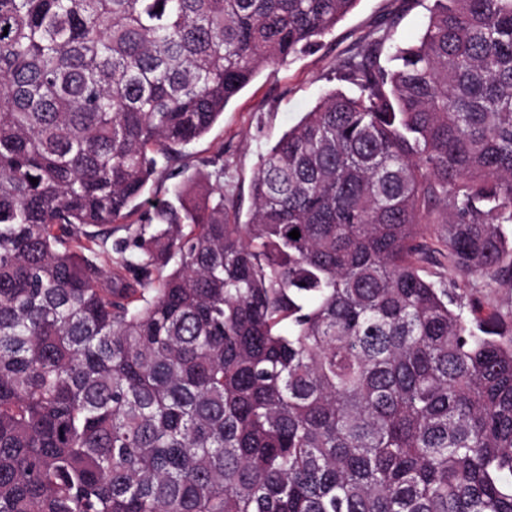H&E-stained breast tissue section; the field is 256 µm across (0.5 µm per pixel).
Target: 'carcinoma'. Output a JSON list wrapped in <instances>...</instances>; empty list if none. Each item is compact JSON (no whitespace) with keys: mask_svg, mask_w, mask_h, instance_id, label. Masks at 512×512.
<instances>
[{"mask_svg":"<svg viewBox=\"0 0 512 512\" xmlns=\"http://www.w3.org/2000/svg\"><path fill=\"white\" fill-rule=\"evenodd\" d=\"M356 3L0 0V512H512V329L422 275L431 232L512 280V0L384 31L246 221L220 168L112 265L147 184Z\"/></svg>","mask_w":512,"mask_h":512,"instance_id":"cac0c4a2","label":"carcinoma"}]
</instances>
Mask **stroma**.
Returning a JSON list of instances; mask_svg holds the SVG:
<instances>
[{
  "instance_id": "obj_1",
  "label": "stroma",
  "mask_w": 512,
  "mask_h": 512,
  "mask_svg": "<svg viewBox=\"0 0 512 512\" xmlns=\"http://www.w3.org/2000/svg\"><path fill=\"white\" fill-rule=\"evenodd\" d=\"M432 0H358L336 27L283 65L262 71L226 106L223 117L203 138L188 144L180 159L183 176L195 175L205 162L224 166L227 206L247 214L250 183L266 147L277 141L326 93H350L336 74L338 61L361 52L381 35L386 17L395 19V38L416 41L427 25ZM430 279L453 288L461 302L480 314H512V281L493 276L465 279L445 258L426 264Z\"/></svg>"
}]
</instances>
